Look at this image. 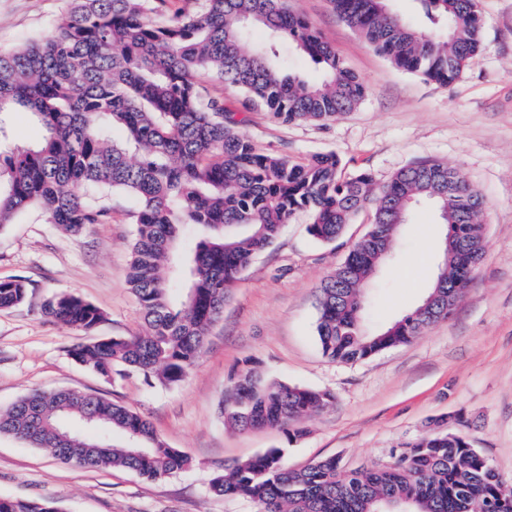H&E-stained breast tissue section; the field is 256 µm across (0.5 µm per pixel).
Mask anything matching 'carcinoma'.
Wrapping results in <instances>:
<instances>
[{
    "instance_id": "cac0c4a2",
    "label": "carcinoma",
    "mask_w": 512,
    "mask_h": 512,
    "mask_svg": "<svg viewBox=\"0 0 512 512\" xmlns=\"http://www.w3.org/2000/svg\"><path fill=\"white\" fill-rule=\"evenodd\" d=\"M69 0L55 29L0 50V228L34 206L48 223L77 235L112 222V195L136 198L127 282L147 331L96 337L69 355L106 381L137 371L164 385L183 381L251 259L269 248L298 212L319 242L341 237L373 207V237H362L318 289L316 336L324 356L353 363L412 341L448 318L487 246L483 197L457 171L434 161L401 169L385 185L363 171L342 176L334 152L303 161L260 149L242 120L199 78L214 73L243 92L241 111L261 107L284 124L327 123L364 101L368 87L288 0ZM339 18L396 67L442 86L460 79L481 47L479 0H415L427 26L398 18L388 0H330ZM266 40L248 50L254 30ZM322 71L288 73L280 43ZM27 112L43 130L34 146L11 144L3 116ZM119 127L121 140L112 138ZM447 225L445 287L390 325L364 323L366 287L395 250L401 226L421 203ZM201 231L179 253L185 229ZM27 285L0 280V309L25 301ZM44 314L93 331L102 311L58 295ZM326 391L263 376L244 364L224 391L232 429L280 428L292 440L300 423L332 406ZM83 422L87 432L71 430ZM0 435L83 467L112 466L156 481L192 465L138 413L95 393L36 391L0 411ZM215 496L245 495L258 512H512V480L451 430L415 438L389 463L347 469L336 457L295 470L269 449L225 467ZM0 512H58L50 503L0 497Z\"/></svg>"
}]
</instances>
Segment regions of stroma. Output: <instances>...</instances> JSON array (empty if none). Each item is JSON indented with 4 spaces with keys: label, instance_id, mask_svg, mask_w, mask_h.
Wrapping results in <instances>:
<instances>
[{
    "label": "stroma",
    "instance_id": "1",
    "mask_svg": "<svg viewBox=\"0 0 512 512\" xmlns=\"http://www.w3.org/2000/svg\"><path fill=\"white\" fill-rule=\"evenodd\" d=\"M290 5L366 82L368 95L326 125L284 124L254 110L242 133L297 160L335 152L346 173L369 172L381 185L418 162L455 168L484 198L488 246L453 314L367 359L328 360L315 332L318 288L369 230L372 211L362 210L329 244L309 235L300 214L243 271L184 381L165 386L137 372L106 381L69 355L85 333L42 309L53 295L70 293L103 312L97 335L145 333L125 281L136 201L113 195L111 223L76 236L28 209L0 229V280L20 277L28 286L24 303L0 309V409L36 390L99 393L149 419L193 465L148 481L64 464L0 436V496L50 501L60 512H257L249 498L210 493L226 463L281 448L294 469L330 456L349 469L378 467L439 419L512 478V0H479L482 48L448 87L391 64L336 16L330 0ZM66 8V0H0V48L49 34ZM445 233L432 205L412 210L393 261L367 292L369 328L419 304L436 279ZM247 361L267 377L330 392L334 403L305 419V435L293 441L279 429L227 428L219 401Z\"/></svg>",
    "mask_w": 512,
    "mask_h": 512
}]
</instances>
